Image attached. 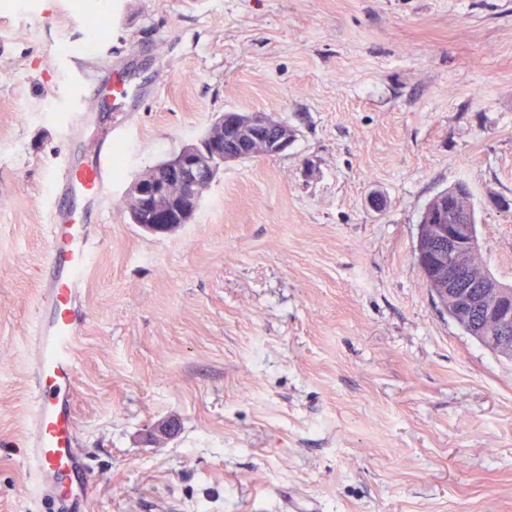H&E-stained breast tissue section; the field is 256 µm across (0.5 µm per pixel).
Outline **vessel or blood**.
Masks as SVG:
<instances>
[{
  "instance_id": "1",
  "label": "vessel or blood",
  "mask_w": 512,
  "mask_h": 512,
  "mask_svg": "<svg viewBox=\"0 0 512 512\" xmlns=\"http://www.w3.org/2000/svg\"><path fill=\"white\" fill-rule=\"evenodd\" d=\"M122 70L121 62H113L108 78L78 85L75 100L83 102L109 92L121 101L124 111H131L138 92L124 82ZM111 176V154L104 151L90 164L75 159L60 162L52 179L47 260L32 334V402L24 459L38 496L54 512H72L88 497V470L72 427V390L85 273L97 247L83 217L62 201L74 198L94 207Z\"/></svg>"
}]
</instances>
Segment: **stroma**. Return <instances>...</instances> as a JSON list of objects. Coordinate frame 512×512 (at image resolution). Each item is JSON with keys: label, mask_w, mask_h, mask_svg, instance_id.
I'll return each mask as SVG.
<instances>
[{"label": "stroma", "mask_w": 512, "mask_h": 512, "mask_svg": "<svg viewBox=\"0 0 512 512\" xmlns=\"http://www.w3.org/2000/svg\"><path fill=\"white\" fill-rule=\"evenodd\" d=\"M115 56L148 96L87 101L68 140L75 73ZM227 111L292 145L224 164L173 233L131 224L129 182ZM119 124L75 338L88 512H512V361L414 253L462 182L512 284V0H0V512L38 507L17 445L50 174ZM443 312H445L446 314H448V317H450L453 321H455L453 319V314H452V311L450 309V305H448V310H444L442 309ZM456 322V321H455ZM457 323V322H456ZM458 324V323H457ZM459 325V324H458ZM460 326V325H459ZM462 329H464V331L468 334H470V336H472L473 338H475L477 341H479L482 345L486 346L487 348H489L490 350H492L494 353H496L497 355L499 356H502L504 358H507L509 360L512 359V350H506V349H502L500 347V345H502L504 342H507L509 344L512 343V335L510 336H496L495 333H492V332H487L486 333V336H473L470 332V329L468 327H465L463 328L462 326H460Z\"/></svg>", "instance_id": "stroma-1"}]
</instances>
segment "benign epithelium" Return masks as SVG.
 Segmentation results:
<instances>
[{"mask_svg":"<svg viewBox=\"0 0 512 512\" xmlns=\"http://www.w3.org/2000/svg\"><path fill=\"white\" fill-rule=\"evenodd\" d=\"M293 136L285 124L265 112H226L206 132L200 145L188 146L169 158L164 168L168 180L138 177L127 188L128 208L148 221L149 232L166 234L193 221L203 191L224 164L240 159L269 157L288 150ZM462 224H435L431 239L418 244L417 264L439 301H452L457 319L470 321L481 313L486 331L505 332L512 327V284L491 275L472 274L469 257L479 249L470 212H456ZM448 239V249L438 242Z\"/></svg>","mask_w":512,"mask_h":512,"instance_id":"obj_1","label":"benign epithelium"}]
</instances>
